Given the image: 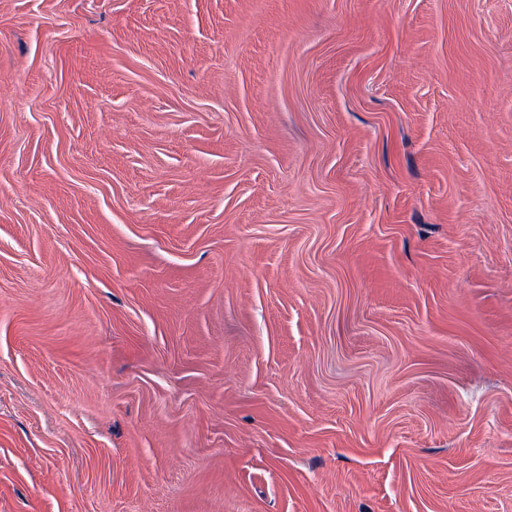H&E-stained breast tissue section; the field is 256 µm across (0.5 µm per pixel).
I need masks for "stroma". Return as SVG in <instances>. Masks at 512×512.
Segmentation results:
<instances>
[{
	"instance_id": "obj_1",
	"label": "stroma",
	"mask_w": 512,
	"mask_h": 512,
	"mask_svg": "<svg viewBox=\"0 0 512 512\" xmlns=\"http://www.w3.org/2000/svg\"><path fill=\"white\" fill-rule=\"evenodd\" d=\"M0 512H512V0H0Z\"/></svg>"
}]
</instances>
